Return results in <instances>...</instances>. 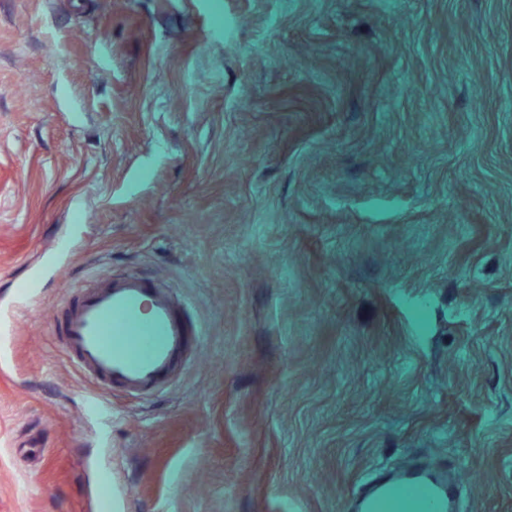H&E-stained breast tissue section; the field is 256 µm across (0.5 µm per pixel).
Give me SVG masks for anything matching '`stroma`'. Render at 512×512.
Masks as SVG:
<instances>
[{"label": "stroma", "instance_id": "35a3bbf8", "mask_svg": "<svg viewBox=\"0 0 512 512\" xmlns=\"http://www.w3.org/2000/svg\"><path fill=\"white\" fill-rule=\"evenodd\" d=\"M0 512H512V0H0ZM137 273L201 349L152 397L51 333ZM37 279L34 272H31L26 289L12 297V305L0 309V368H6L13 355V339L17 332V315L34 300V291L37 288ZM392 482L426 492L442 512L459 511L458 485L449 471L447 478L444 471L417 466L375 482L372 490L360 499L358 512H375L385 496L387 486Z\"/></svg>", "mask_w": 512, "mask_h": 512}]
</instances>
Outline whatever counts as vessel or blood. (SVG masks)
<instances>
[{
	"label": "vessel or blood",
	"instance_id": "obj_1",
	"mask_svg": "<svg viewBox=\"0 0 512 512\" xmlns=\"http://www.w3.org/2000/svg\"><path fill=\"white\" fill-rule=\"evenodd\" d=\"M36 277L0 309V368L13 355L17 315L34 299ZM52 334L71 353L76 367L93 378L141 394L158 388L185 355L190 338L169 291L156 281L130 274L105 286L67 297ZM426 492L439 512H459L458 485L446 472L424 466L402 470L374 483L358 512H375L389 482Z\"/></svg>",
	"mask_w": 512,
	"mask_h": 512
}]
</instances>
